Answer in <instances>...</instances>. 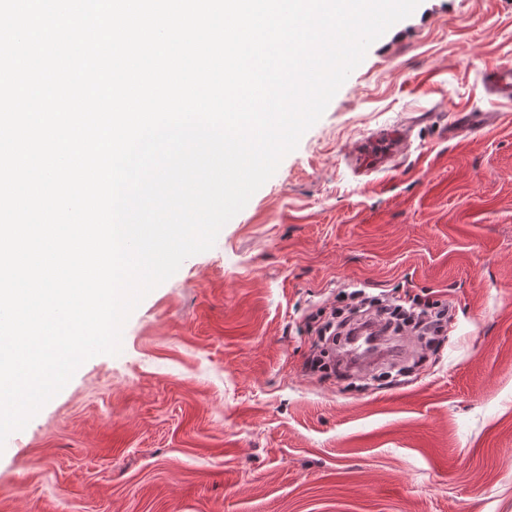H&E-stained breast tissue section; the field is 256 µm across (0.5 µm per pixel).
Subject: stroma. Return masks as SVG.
Here are the masks:
<instances>
[{
	"label": "stroma",
	"instance_id": "stroma-1",
	"mask_svg": "<svg viewBox=\"0 0 512 512\" xmlns=\"http://www.w3.org/2000/svg\"><path fill=\"white\" fill-rule=\"evenodd\" d=\"M502 0H421L275 174L0 447V512H512ZM447 305L402 382L305 375L345 285ZM482 79L499 97L512 99V66L489 65L483 70Z\"/></svg>",
	"mask_w": 512,
	"mask_h": 512
}]
</instances>
